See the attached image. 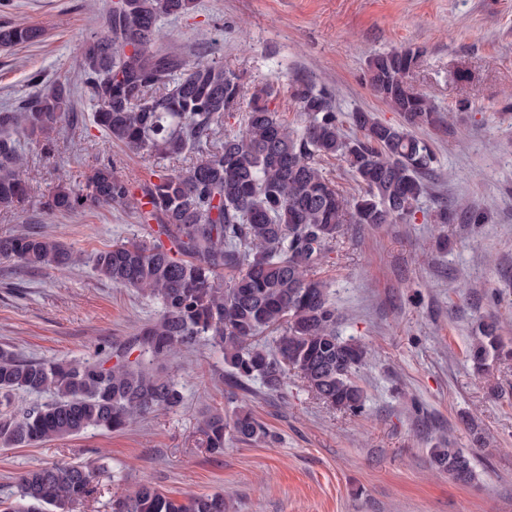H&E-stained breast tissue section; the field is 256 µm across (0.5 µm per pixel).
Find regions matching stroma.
<instances>
[{"mask_svg": "<svg viewBox=\"0 0 512 512\" xmlns=\"http://www.w3.org/2000/svg\"><path fill=\"white\" fill-rule=\"evenodd\" d=\"M111 0H0V26L29 25L37 42L0 48V108L17 107L61 80H77L83 42ZM159 47L193 63L235 70L246 92L273 84L272 106L298 120L293 80L327 90L334 108L399 116L366 82L370 58L418 51L411 83L440 122L419 128L435 152L427 193L410 219L345 225L319 270L341 336L367 348L358 373L365 411L352 417L299 378L278 393L243 395L210 347H180L165 372L186 404L132 429H88L34 447L0 446V498L27 470L56 462L99 468L73 512H112L115 497L148 482L181 498L224 495L227 512H512V360L478 372L468 357L479 321L495 316L512 343V0H198L162 24ZM88 101L62 122L53 152L23 140L26 200L0 211V238L38 231L66 243L78 263L31 268L0 258V346L28 360L88 358L128 344L157 304L112 287L94 270L113 241L149 239L151 225L113 205L75 215L43 202L60 181L78 183L104 157L133 183L175 168L113 144ZM467 203L481 224H438V208ZM273 431L272 444H201V412L232 414L242 398ZM463 449L476 478L461 485L429 463L432 449Z\"/></svg>", "mask_w": 512, "mask_h": 512, "instance_id": "1", "label": "stroma"}]
</instances>
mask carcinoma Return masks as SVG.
Masks as SVG:
<instances>
[{
	"label": "carcinoma",
	"mask_w": 512,
	"mask_h": 512,
	"mask_svg": "<svg viewBox=\"0 0 512 512\" xmlns=\"http://www.w3.org/2000/svg\"><path fill=\"white\" fill-rule=\"evenodd\" d=\"M197 0H123L108 11L101 32L82 47L81 94L95 105L92 121L112 142L145 157L185 162L134 189L110 158L76 185L63 182L44 202L51 213L100 205L136 212L157 224L153 241L123 240L96 254L95 271L114 288L157 301V316L136 337L138 355L99 349L82 361H24L0 346V445L27 447L77 436L89 428L123 431L159 409L177 410L185 397L158 368L179 347L204 343L224 355L229 379L246 393L258 383L280 391L293 374L327 405L358 415L364 393L354 379L364 346L336 332L337 311L317 270L346 224H396L413 216L426 193L435 156L414 130L438 121L434 103L409 81L418 53L394 50L368 63L371 90L400 116L335 110L331 96L305 80L292 86L299 123L270 107L272 89L254 93L237 128L224 117L238 110L244 87L236 72L209 61L186 64L158 47L161 21L191 13ZM35 28H0V46L31 43ZM75 89L59 81L21 110H0V211L27 193L20 135L52 142L73 113ZM207 148L205 155L191 154ZM336 160L360 188L348 197L324 174ZM481 224L473 206L435 211V223L458 213ZM34 267L64 269L77 257L39 232L0 238V257ZM276 332L273 345L262 341ZM469 358L478 369L512 355L499 325L477 326ZM51 391L54 399L22 412L8 409L17 391ZM205 447L224 450L226 436L252 444L275 435L252 409L199 420ZM432 465L453 480L474 478L458 448H434ZM96 472L83 463L36 466L18 479L0 512H72L88 495ZM112 512H224L221 493L174 498L149 483L112 501Z\"/></svg>",
	"instance_id": "obj_1"
}]
</instances>
